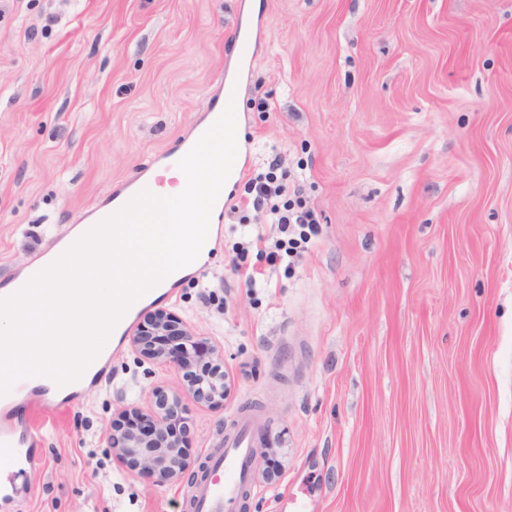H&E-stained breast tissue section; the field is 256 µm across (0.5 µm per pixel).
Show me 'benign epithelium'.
<instances>
[{
	"label": "benign epithelium",
	"instance_id": "benign-epithelium-1",
	"mask_svg": "<svg viewBox=\"0 0 512 512\" xmlns=\"http://www.w3.org/2000/svg\"><path fill=\"white\" fill-rule=\"evenodd\" d=\"M129 344L139 357L173 369L181 386L171 390L157 385L147 410L134 408L124 413L128 423L112 424L110 448L120 460L150 473L157 483H174L194 461L181 451V441L170 435L172 425L186 421L185 396L215 411L224 409L230 383L223 349L166 310L148 316L129 337Z\"/></svg>",
	"mask_w": 512,
	"mask_h": 512
}]
</instances>
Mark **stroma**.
<instances>
[{
    "label": "stroma",
    "instance_id": "stroma-1",
    "mask_svg": "<svg viewBox=\"0 0 512 512\" xmlns=\"http://www.w3.org/2000/svg\"><path fill=\"white\" fill-rule=\"evenodd\" d=\"M246 4L0 0V282L235 81L246 176L281 155L321 228L248 288L235 247L266 226L233 184L206 269L131 317L175 311L224 350L230 395L186 400L187 452L243 419L276 441L246 512L297 486L316 512H512V0ZM118 345L102 382L12 408L40 462L0 512H189V478L156 485L108 446L180 383Z\"/></svg>",
    "mask_w": 512,
    "mask_h": 512
}]
</instances>
